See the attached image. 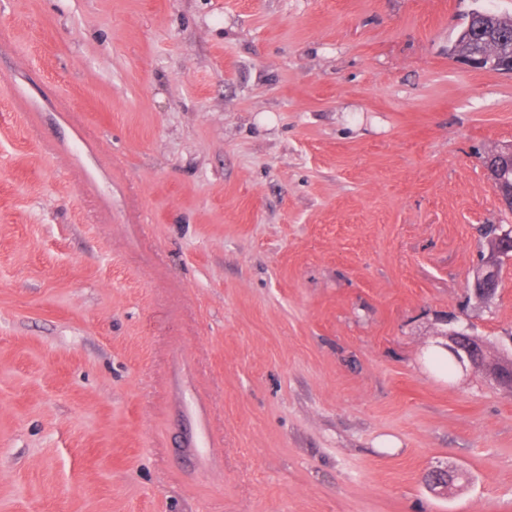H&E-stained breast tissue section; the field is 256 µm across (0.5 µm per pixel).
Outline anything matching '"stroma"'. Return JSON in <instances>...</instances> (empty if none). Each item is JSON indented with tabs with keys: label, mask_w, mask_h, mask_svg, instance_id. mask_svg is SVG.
Instances as JSON below:
<instances>
[{
	"label": "stroma",
	"mask_w": 512,
	"mask_h": 512,
	"mask_svg": "<svg viewBox=\"0 0 512 512\" xmlns=\"http://www.w3.org/2000/svg\"><path fill=\"white\" fill-rule=\"evenodd\" d=\"M476 10L0 0V512H512V394L431 363L512 345ZM493 237L491 251L484 257L474 272L473 288L477 296L490 299L501 287L500 267L504 260L512 259V228L503 230Z\"/></svg>",
	"instance_id": "35a3bbf8"
}]
</instances>
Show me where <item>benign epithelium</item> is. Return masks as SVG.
<instances>
[{
    "label": "benign epithelium",
    "mask_w": 512,
    "mask_h": 512,
    "mask_svg": "<svg viewBox=\"0 0 512 512\" xmlns=\"http://www.w3.org/2000/svg\"><path fill=\"white\" fill-rule=\"evenodd\" d=\"M498 162L497 169L483 162L487 180L493 192L505 202V194L512 193V146L492 155ZM512 259V228L499 230L493 237L491 251L483 258L474 272L473 288L477 296L490 299L501 287L500 267L503 261ZM444 341L438 346L448 352L462 370L478 373L488 381L512 391V352L490 354L487 342L472 335L469 326L460 325L442 334ZM427 484L438 493L447 494L453 483L448 470L436 468L426 474Z\"/></svg>",
    "instance_id": "1"
}]
</instances>
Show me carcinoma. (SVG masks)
<instances>
[{
  "label": "carcinoma",
  "mask_w": 512,
  "mask_h": 512,
  "mask_svg": "<svg viewBox=\"0 0 512 512\" xmlns=\"http://www.w3.org/2000/svg\"><path fill=\"white\" fill-rule=\"evenodd\" d=\"M476 51L493 52V60L512 51V17L483 12L467 20L448 47V56L458 58Z\"/></svg>",
  "instance_id": "obj_1"
}]
</instances>
